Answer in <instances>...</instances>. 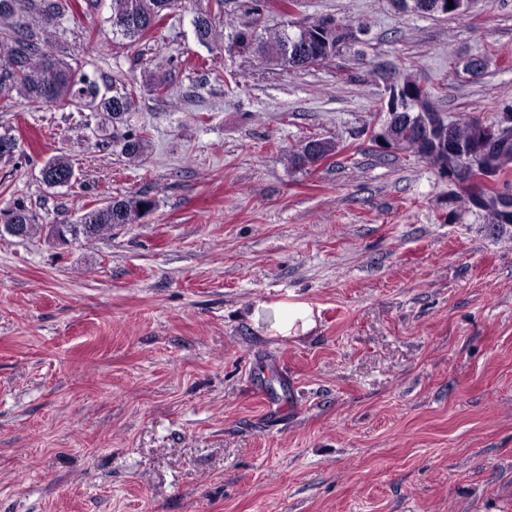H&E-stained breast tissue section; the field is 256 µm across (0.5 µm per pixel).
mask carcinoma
Listing matches in <instances>:
<instances>
[{"label":"carcinoma","mask_w":512,"mask_h":512,"mask_svg":"<svg viewBox=\"0 0 512 512\" xmlns=\"http://www.w3.org/2000/svg\"><path fill=\"white\" fill-rule=\"evenodd\" d=\"M177 0H112V13L108 22L112 34L131 42L141 41L166 16ZM69 10L68 0H0V95L17 91L33 106L59 102L86 103L99 112H105L114 123L124 122V117L135 104V89H124L115 94L110 87H100L97 80L88 76L76 77L72 66L57 55L52 40L45 32L55 27L57 19ZM324 19L294 24L287 23L257 43L252 31L237 33V42L246 50H253L260 57L293 71H302L334 56L321 42L320 30ZM197 37L207 42L216 37L209 16L202 14L194 21ZM443 90L440 84L424 86V97L411 112L396 123L401 149L415 151L412 144L415 130L425 123L429 114L437 113L434 100ZM479 121L461 119L454 123V133L459 145L469 151L476 147ZM503 148L495 154L492 163L497 173L512 169V117H505L496 124ZM145 136L127 133L120 140L122 153L130 159L139 158L144 151ZM318 162L335 153L337 143L331 140H314ZM74 168L67 155L60 153L50 158L41 169L42 182L49 187L71 185ZM155 201L146 194L115 196L105 204L84 213L76 221H66L68 240L86 239L110 234L116 229L135 224L152 211ZM0 232H9L10 225H23L24 237L37 233L39 225L23 202L3 212Z\"/></svg>","instance_id":"carcinoma-1"}]
</instances>
